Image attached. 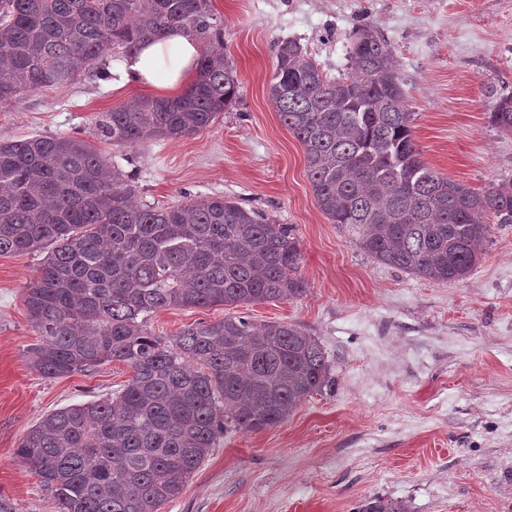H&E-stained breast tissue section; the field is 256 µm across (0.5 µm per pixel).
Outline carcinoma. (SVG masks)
I'll list each match as a JSON object with an SVG mask.
<instances>
[{"label":"carcinoma","mask_w":512,"mask_h":512,"mask_svg":"<svg viewBox=\"0 0 512 512\" xmlns=\"http://www.w3.org/2000/svg\"><path fill=\"white\" fill-rule=\"evenodd\" d=\"M173 28L206 45L194 83L103 113L97 135L134 148L197 134L239 90L211 0H0V103L82 75L111 80L112 58ZM347 57L331 78L284 40L269 85L317 206L378 263L466 279L490 225L512 222V182L476 190L431 168L388 43L359 27ZM491 120L512 134V95L495 99ZM133 180L83 138L0 141V255L46 252L24 296L39 336L30 367L45 378L114 361L133 371L118 395L55 410L18 443L15 458L56 512H159L224 428L273 427L331 383L326 351L299 324L226 316L175 336L147 329L145 316L169 307L291 299L305 286L288 225L220 195L144 203ZM358 512L411 507L377 496Z\"/></svg>","instance_id":"cac0c4a2"}]
</instances>
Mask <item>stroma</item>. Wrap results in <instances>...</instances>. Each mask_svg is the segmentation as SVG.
<instances>
[{
  "label": "stroma",
  "mask_w": 512,
  "mask_h": 512,
  "mask_svg": "<svg viewBox=\"0 0 512 512\" xmlns=\"http://www.w3.org/2000/svg\"><path fill=\"white\" fill-rule=\"evenodd\" d=\"M239 98L203 132L120 148L98 138L102 113L152 88L78 79L0 104V141L76 136L131 163L141 200L172 206L223 195L288 224L305 292L241 306L257 323H297L319 338L333 383L281 424L227 428L182 495L160 512H356L365 498L408 500L412 512H512V224H494L460 282L382 265L324 215L301 144L268 96L278 43L297 40L329 76L366 26L388 42L413 137L428 165L481 189L512 181V134L490 118L512 94V0H212ZM42 254L0 256V499L16 512L55 503L13 452L59 408L108 397L132 371L107 363L63 378L28 365L38 341L24 306ZM171 307L148 328L172 336L230 314Z\"/></svg>",
  "instance_id": "obj_1"
}]
</instances>
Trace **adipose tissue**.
<instances>
[{"mask_svg":"<svg viewBox=\"0 0 512 512\" xmlns=\"http://www.w3.org/2000/svg\"><path fill=\"white\" fill-rule=\"evenodd\" d=\"M200 52L196 41L174 29L159 40H147L112 67L113 87L129 82L153 87L166 97L178 94L196 74Z\"/></svg>","mask_w":512,"mask_h":512,"instance_id":"adipose-tissue-1","label":"adipose tissue"}]
</instances>
